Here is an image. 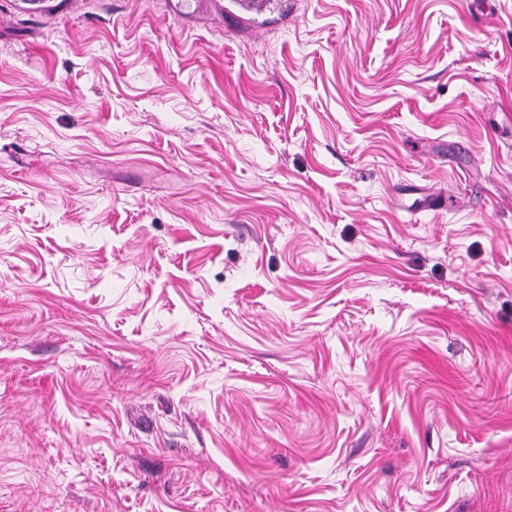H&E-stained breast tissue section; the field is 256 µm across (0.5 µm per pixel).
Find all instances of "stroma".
Here are the masks:
<instances>
[{
	"label": "stroma",
	"mask_w": 512,
	"mask_h": 512,
	"mask_svg": "<svg viewBox=\"0 0 512 512\" xmlns=\"http://www.w3.org/2000/svg\"><path fill=\"white\" fill-rule=\"evenodd\" d=\"M0 512H512V0H0Z\"/></svg>",
	"instance_id": "stroma-1"
}]
</instances>
